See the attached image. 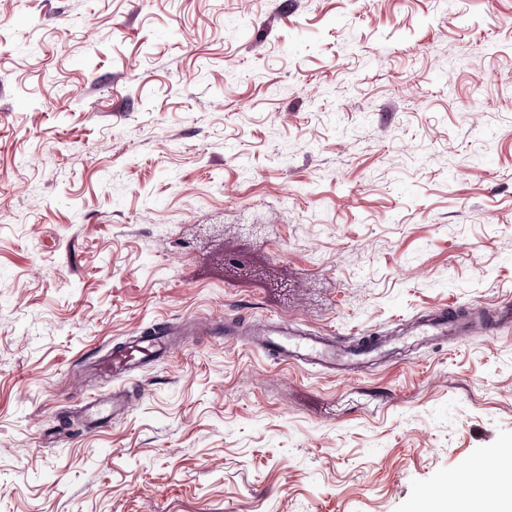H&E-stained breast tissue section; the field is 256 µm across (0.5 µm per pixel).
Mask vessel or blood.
Wrapping results in <instances>:
<instances>
[{
	"mask_svg": "<svg viewBox=\"0 0 512 512\" xmlns=\"http://www.w3.org/2000/svg\"><path fill=\"white\" fill-rule=\"evenodd\" d=\"M511 328L512 303L506 301L490 311L473 306L433 309L407 329L406 334L414 343L437 344L470 335L477 329L494 334ZM186 336L236 340L248 349L267 351L277 361L314 367L341 377L362 371L374 359L385 358L390 350L380 336H363L356 345L346 346L330 334L307 333L279 320L251 322L239 317L204 323L194 319L174 323L163 319L140 335L114 344L92 362L88 370L98 377L129 381L143 368L172 356ZM127 407L126 391L116 390L108 397H88L82 405V413L93 423L106 424L124 415Z\"/></svg>",
	"mask_w": 512,
	"mask_h": 512,
	"instance_id": "vessel-or-blood-1",
	"label": "vessel or blood"
}]
</instances>
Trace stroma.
Listing matches in <instances>:
<instances>
[{"label": "stroma", "mask_w": 512, "mask_h": 512, "mask_svg": "<svg viewBox=\"0 0 512 512\" xmlns=\"http://www.w3.org/2000/svg\"><path fill=\"white\" fill-rule=\"evenodd\" d=\"M512 299V0H0V512H450L512 448V331L347 379L159 319L391 337ZM128 407L126 390H112V397L93 395L81 407L83 416L93 423L106 424L125 414Z\"/></svg>", "instance_id": "35a3bbf8"}]
</instances>
